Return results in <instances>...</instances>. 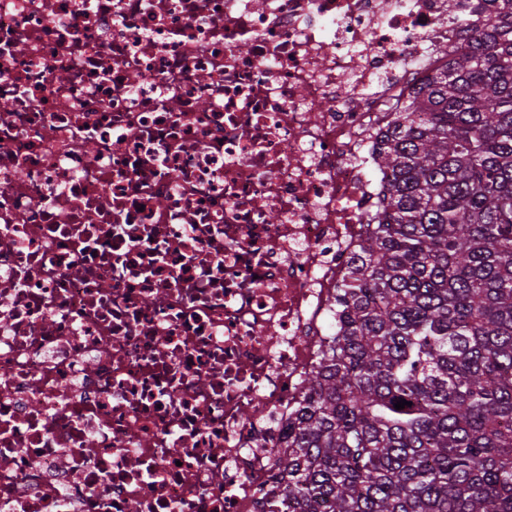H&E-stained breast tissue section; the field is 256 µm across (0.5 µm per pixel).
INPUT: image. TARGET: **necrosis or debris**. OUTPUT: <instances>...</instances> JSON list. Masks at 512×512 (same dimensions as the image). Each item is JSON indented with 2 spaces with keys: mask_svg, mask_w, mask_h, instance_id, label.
<instances>
[{
  "mask_svg": "<svg viewBox=\"0 0 512 512\" xmlns=\"http://www.w3.org/2000/svg\"><path fill=\"white\" fill-rule=\"evenodd\" d=\"M445 0H0V512H260Z\"/></svg>",
  "mask_w": 512,
  "mask_h": 512,
  "instance_id": "necrosis-or-debris-1",
  "label": "necrosis or debris"
}]
</instances>
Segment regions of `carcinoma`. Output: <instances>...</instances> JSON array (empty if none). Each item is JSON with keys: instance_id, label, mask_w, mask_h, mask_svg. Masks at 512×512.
<instances>
[{"instance_id": "carcinoma-1", "label": "carcinoma", "mask_w": 512, "mask_h": 512, "mask_svg": "<svg viewBox=\"0 0 512 512\" xmlns=\"http://www.w3.org/2000/svg\"><path fill=\"white\" fill-rule=\"evenodd\" d=\"M446 2L485 23L380 136L382 206L262 512H512V0Z\"/></svg>"}]
</instances>
